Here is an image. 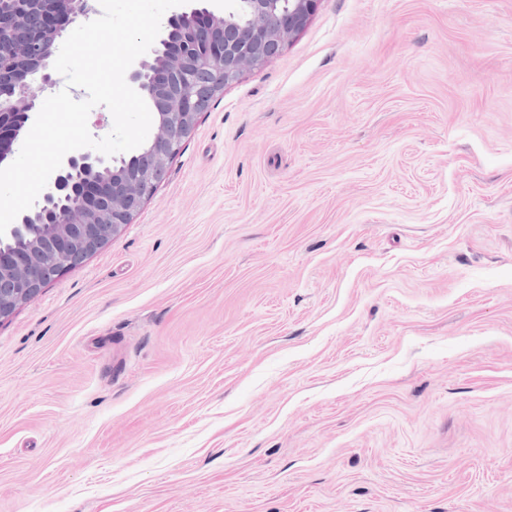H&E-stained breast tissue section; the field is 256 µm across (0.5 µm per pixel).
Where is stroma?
I'll list each match as a JSON object with an SVG mask.
<instances>
[{"label": "stroma", "mask_w": 512, "mask_h": 512, "mask_svg": "<svg viewBox=\"0 0 512 512\" xmlns=\"http://www.w3.org/2000/svg\"><path fill=\"white\" fill-rule=\"evenodd\" d=\"M0 512H512V0H319L226 85L0 322Z\"/></svg>", "instance_id": "1"}]
</instances>
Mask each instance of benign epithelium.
Masks as SVG:
<instances>
[{
    "mask_svg": "<svg viewBox=\"0 0 512 512\" xmlns=\"http://www.w3.org/2000/svg\"><path fill=\"white\" fill-rule=\"evenodd\" d=\"M0 0V164L36 109L31 84L48 85L58 40L90 10L89 0H31L37 20ZM318 0H234L224 13L207 8L167 19L160 47L128 74L157 115L151 138L132 163L82 152L62 160L34 207L0 236V322L34 300L65 268L117 237L141 210L170 158L224 86L263 65L308 25ZM47 225L22 250L8 247L28 224Z\"/></svg>",
    "mask_w": 512,
    "mask_h": 512,
    "instance_id": "obj_1",
    "label": "benign epithelium"
}]
</instances>
